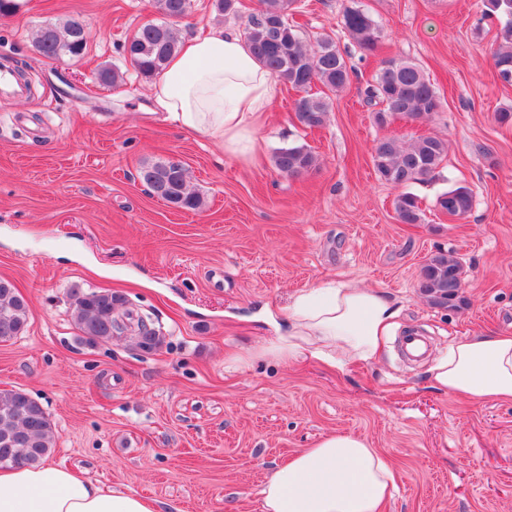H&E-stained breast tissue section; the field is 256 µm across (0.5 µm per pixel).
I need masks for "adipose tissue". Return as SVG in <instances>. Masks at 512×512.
I'll use <instances>...</instances> for the list:
<instances>
[{"mask_svg": "<svg viewBox=\"0 0 512 512\" xmlns=\"http://www.w3.org/2000/svg\"><path fill=\"white\" fill-rule=\"evenodd\" d=\"M278 86L230 27L184 40L151 88L156 108L175 127L216 141L225 155L250 163L261 113ZM399 310L381 293L350 281L295 294L285 327L256 359L288 363L303 357L372 361L393 333ZM437 390L475 402L512 400V333L451 344L428 369ZM394 474L357 435L323 437L277 466L259 495L261 512H380ZM0 512H160L152 499L105 489L54 465L0 472Z\"/></svg>", "mask_w": 512, "mask_h": 512, "instance_id": "adipose-tissue-1", "label": "adipose tissue"}]
</instances>
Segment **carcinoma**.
<instances>
[{
  "instance_id": "cac0c4a2",
  "label": "carcinoma",
  "mask_w": 512,
  "mask_h": 512,
  "mask_svg": "<svg viewBox=\"0 0 512 512\" xmlns=\"http://www.w3.org/2000/svg\"><path fill=\"white\" fill-rule=\"evenodd\" d=\"M161 17L158 23L142 26L122 46L123 55L135 71L150 80L163 71L167 61L179 50V41L171 22L183 18L191 8L190 0H153ZM297 0H260V7L247 15L245 39L253 54L271 76L301 92L292 103V111L303 129L323 126L329 111L330 94L342 90L349 82L352 67L333 39L325 37L314 49L304 40L289 18ZM482 18L500 24L499 42L492 51L498 76L512 83V0H481ZM343 28L365 53L374 52L383 39V31L371 12L359 2L349 0L342 13ZM83 25L69 19L43 26L36 35L35 48L43 56L55 59L81 57L87 47ZM99 82L117 86L124 73L116 66L98 72ZM322 94L311 93L313 85ZM365 102L376 107L374 120L384 125L394 118L415 122L440 110L441 100L423 70L412 59L396 56L382 60L373 82L364 91ZM447 142L437 136H420L406 144L394 138L377 141L372 160L380 178L402 189L394 199L396 219L401 224H419L423 210L416 195L405 190L412 183L432 176L444 161ZM276 169L288 177L300 176L315 162L305 145L278 149L273 157ZM142 181L156 193L163 186L162 199L185 210H198L204 199L187 186V174L179 162H157L145 166ZM471 189L456 184L439 194L437 208L451 217H465L471 210ZM460 264L446 254H439L424 265L420 288L428 301L437 307L451 306L458 298L452 278L460 277ZM454 273L449 277L448 273ZM72 320L79 342L87 345L112 340L115 332L137 327V345L146 350L157 347L162 337L148 328L147 320L129 309L116 310L122 303L109 290L85 291L76 285L70 289ZM28 305L8 280L0 279V342H9L26 326ZM57 432L42 405L22 390H0V468L34 467L55 448Z\"/></svg>"
}]
</instances>
